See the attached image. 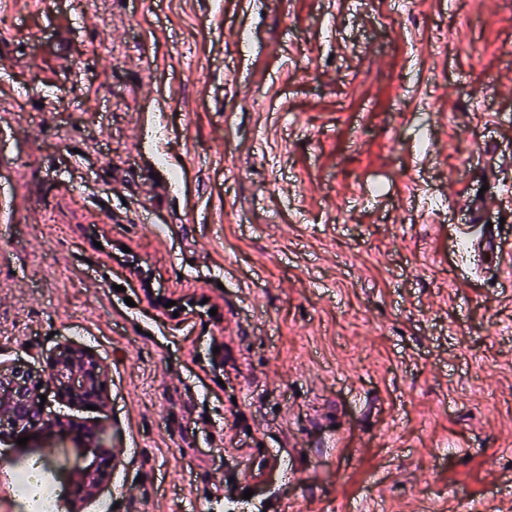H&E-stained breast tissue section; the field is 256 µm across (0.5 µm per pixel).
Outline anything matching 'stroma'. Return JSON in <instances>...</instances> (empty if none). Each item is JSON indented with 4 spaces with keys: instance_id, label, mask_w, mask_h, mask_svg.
Instances as JSON below:
<instances>
[{
    "instance_id": "stroma-1",
    "label": "stroma",
    "mask_w": 512,
    "mask_h": 512,
    "mask_svg": "<svg viewBox=\"0 0 512 512\" xmlns=\"http://www.w3.org/2000/svg\"><path fill=\"white\" fill-rule=\"evenodd\" d=\"M484 187L512 0H0V371L103 367L96 409L46 394L93 447L0 433V512L15 458L62 512H512V250H457L512 240ZM112 461V455L108 452L101 451L95 455L78 484L74 496L84 498L92 495L98 484L110 475Z\"/></svg>"
}]
</instances>
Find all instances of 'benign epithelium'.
<instances>
[{
  "label": "benign epithelium",
  "instance_id": "7a95c632",
  "mask_svg": "<svg viewBox=\"0 0 512 512\" xmlns=\"http://www.w3.org/2000/svg\"><path fill=\"white\" fill-rule=\"evenodd\" d=\"M102 386L100 362L79 346L65 348L50 362L48 377L43 379L24 369H17L8 380L0 379V416H6L14 429L25 432L42 426H57L77 438L91 437V429L74 422L67 424L45 417L40 407V393L52 387L68 400L82 405L98 402ZM112 470V455L102 451L95 455L78 484L74 496L84 498L94 490Z\"/></svg>",
  "mask_w": 512,
  "mask_h": 512
}]
</instances>
